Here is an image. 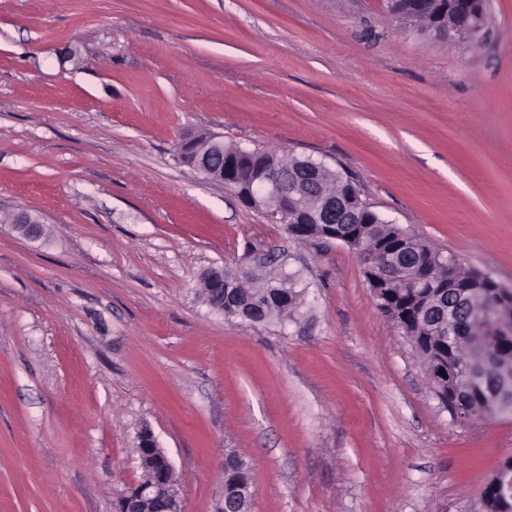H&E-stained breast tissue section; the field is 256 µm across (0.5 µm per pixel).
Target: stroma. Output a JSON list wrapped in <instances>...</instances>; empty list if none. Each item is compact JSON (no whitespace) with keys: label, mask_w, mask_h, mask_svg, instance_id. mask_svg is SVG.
<instances>
[{"label":"stroma","mask_w":512,"mask_h":512,"mask_svg":"<svg viewBox=\"0 0 512 512\" xmlns=\"http://www.w3.org/2000/svg\"><path fill=\"white\" fill-rule=\"evenodd\" d=\"M387 2L0 0V512H111L145 427L181 512H214L231 451L253 512H478L512 418L454 422L353 250L177 158L190 130L323 160L512 288V0L465 38ZM269 250L309 285L299 323L202 301Z\"/></svg>","instance_id":"obj_1"}]
</instances>
